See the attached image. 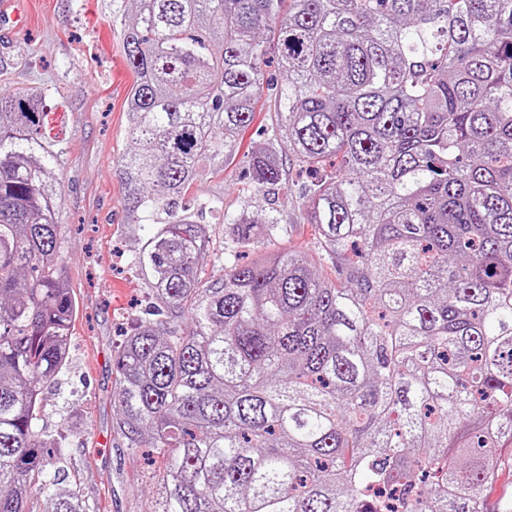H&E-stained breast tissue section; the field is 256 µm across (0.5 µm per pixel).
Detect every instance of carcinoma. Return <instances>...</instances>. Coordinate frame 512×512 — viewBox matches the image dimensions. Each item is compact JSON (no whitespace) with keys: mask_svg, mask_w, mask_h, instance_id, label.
Segmentation results:
<instances>
[{"mask_svg":"<svg viewBox=\"0 0 512 512\" xmlns=\"http://www.w3.org/2000/svg\"><path fill=\"white\" fill-rule=\"evenodd\" d=\"M133 82L123 205L145 317L114 351L112 426L149 448V512H512V0H120ZM279 146L319 174L318 261L224 216V276L186 195L255 120L268 56ZM42 96L0 93V512H88L38 428L79 304L54 219ZM245 249L260 251L239 263ZM184 324V330L174 325ZM500 454V461L505 466L506 470L503 477H500L498 481L491 487L487 488L485 497L489 505H492L501 498L512 496V484L508 478L507 469L510 468L512 460L511 453L508 449H503Z\"/></svg>","mask_w":512,"mask_h":512,"instance_id":"carcinoma-1","label":"carcinoma"}]
</instances>
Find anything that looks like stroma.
<instances>
[{"label":"stroma","instance_id":"obj_1","mask_svg":"<svg viewBox=\"0 0 512 512\" xmlns=\"http://www.w3.org/2000/svg\"><path fill=\"white\" fill-rule=\"evenodd\" d=\"M13 8L15 17L0 32V88L42 95L46 134L63 149L56 220L80 305L68 364L45 392L39 426L59 442L54 460L64 488L79 491L90 512H147L156 494L152 469L112 428V349L137 318L143 288L127 257L151 234L150 225L123 208L117 171L132 149L126 136L132 75L110 32L106 0H15ZM310 179L287 162L279 186L260 191L244 156L221 170L202 168L189 199L211 236L207 278L224 274L218 256L227 214L277 217L288 232L272 249L316 255L303 201ZM216 199L223 203L218 212L208 207Z\"/></svg>","mask_w":512,"mask_h":512}]
</instances>
